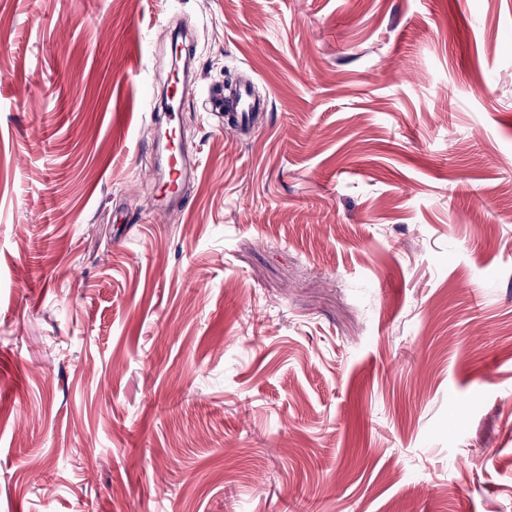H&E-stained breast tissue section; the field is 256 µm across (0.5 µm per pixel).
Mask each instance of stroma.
<instances>
[{
	"instance_id": "obj_1",
	"label": "stroma",
	"mask_w": 512,
	"mask_h": 512,
	"mask_svg": "<svg viewBox=\"0 0 512 512\" xmlns=\"http://www.w3.org/2000/svg\"><path fill=\"white\" fill-rule=\"evenodd\" d=\"M510 184L512 0H0V512H512ZM170 86L172 93L169 96V103L165 107L167 117L166 132L171 133L168 149L170 154L168 165L167 180L160 187L158 200L160 202V211H165L169 207L179 205L183 200L184 187L197 169V161L190 155L181 141L176 137V130L172 125V112H174L173 101L176 98L182 100L191 91V84L183 82L177 74L170 77ZM208 101L211 111H215L212 115L219 120V127L236 134L254 127V113L265 105L246 85L241 84L233 85L232 90L210 93Z\"/></svg>"
}]
</instances>
